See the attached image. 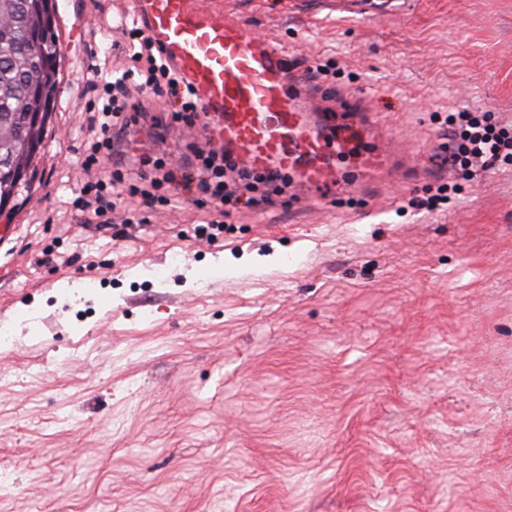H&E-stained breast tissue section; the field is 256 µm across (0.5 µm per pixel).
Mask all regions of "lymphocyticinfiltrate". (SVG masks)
<instances>
[{
	"instance_id": "f902f5d3",
	"label": "lymphocytic infiltrate",
	"mask_w": 512,
	"mask_h": 512,
	"mask_svg": "<svg viewBox=\"0 0 512 512\" xmlns=\"http://www.w3.org/2000/svg\"><path fill=\"white\" fill-rule=\"evenodd\" d=\"M127 35L137 42L138 51L131 55L133 66L121 76L108 78L102 69H95L96 85L102 86L107 99L101 110L89 118L92 143L80 167L85 177L78 200L88 220L98 228L114 230L123 238L127 229H113L110 214L123 191L138 192L146 203H168L174 191L202 195L216 200L218 206L231 209L255 206L267 201L262 185L271 181L267 175H243L237 186L225 181L232 167L223 148H203L190 143L179 164L168 162L165 151L145 146L129 138L127 130L140 119L161 125V117L152 115L149 102L130 98L129 83L142 77L150 100L170 104L172 117L193 127L202 122L193 91L163 61L152 40L139 27L129 28ZM452 137L457 150L450 155L451 164L460 166L472 179L482 177L499 160L512 159V132L498 127L487 112L463 111L452 119Z\"/></svg>"
}]
</instances>
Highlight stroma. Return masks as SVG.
I'll return each mask as SVG.
<instances>
[{"instance_id":"1","label":"stroma","mask_w":512,"mask_h":512,"mask_svg":"<svg viewBox=\"0 0 512 512\" xmlns=\"http://www.w3.org/2000/svg\"><path fill=\"white\" fill-rule=\"evenodd\" d=\"M219 8L329 65L397 167L376 197L239 207L211 243L181 191L127 239L81 224L88 64L122 68V6L58 10L56 108L0 238V512H512V164L406 205L453 178L448 113L512 126V0Z\"/></svg>"}]
</instances>
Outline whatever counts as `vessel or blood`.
Masks as SVG:
<instances>
[{
    "label": "vessel or blood",
    "mask_w": 512,
    "mask_h": 512,
    "mask_svg": "<svg viewBox=\"0 0 512 512\" xmlns=\"http://www.w3.org/2000/svg\"><path fill=\"white\" fill-rule=\"evenodd\" d=\"M144 32L193 89L212 117L215 141L241 169L294 173L297 196L338 188L345 177L337 157L356 154L355 193L378 191V174L390 169L382 142L355 150L344 115L313 108V88L290 69L287 51L257 38L240 19L217 13L209 0H130Z\"/></svg>",
    "instance_id": "1"
}]
</instances>
